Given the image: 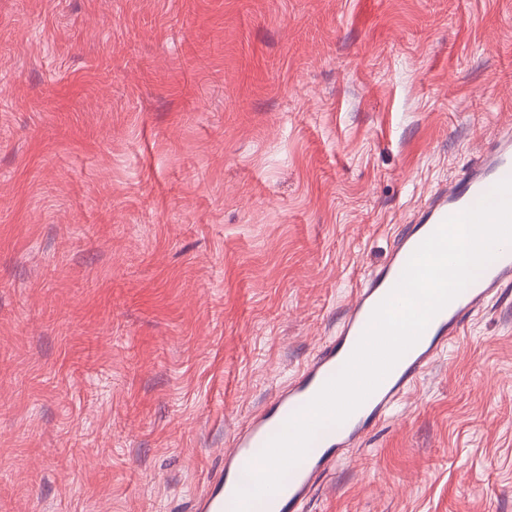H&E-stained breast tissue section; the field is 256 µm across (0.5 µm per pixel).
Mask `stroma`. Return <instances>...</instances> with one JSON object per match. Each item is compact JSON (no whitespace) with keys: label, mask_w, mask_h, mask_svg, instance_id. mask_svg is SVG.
I'll use <instances>...</instances> for the list:
<instances>
[{"label":"stroma","mask_w":512,"mask_h":512,"mask_svg":"<svg viewBox=\"0 0 512 512\" xmlns=\"http://www.w3.org/2000/svg\"><path fill=\"white\" fill-rule=\"evenodd\" d=\"M508 127L512 0H0V512H191ZM307 512H512V288Z\"/></svg>","instance_id":"stroma-1"}]
</instances>
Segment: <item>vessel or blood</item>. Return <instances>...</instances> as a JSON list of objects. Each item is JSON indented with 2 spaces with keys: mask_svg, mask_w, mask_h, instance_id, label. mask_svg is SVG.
Here are the masks:
<instances>
[{
  "mask_svg": "<svg viewBox=\"0 0 512 512\" xmlns=\"http://www.w3.org/2000/svg\"><path fill=\"white\" fill-rule=\"evenodd\" d=\"M512 179V130H506L480 154L478 161L444 185L397 236L389 261L372 271L355 292L335 336L322 344L298 374L244 427L235 429L224 462L193 501L192 512H234L237 490L248 484L256 458L285 422L305 406L342 368L369 325L375 307L391 292L416 248L443 221L477 205L499 182ZM512 286V243L501 246L484 277L467 287L429 323L419 341L402 357L373 394L343 423L325 426L305 458L275 494L253 504L251 512H303L326 474L347 449L359 446L383 422L404 391L415 385L468 319Z\"/></svg>",
  "mask_w": 512,
  "mask_h": 512,
  "instance_id": "obj_1",
  "label": "vessel or blood"
}]
</instances>
